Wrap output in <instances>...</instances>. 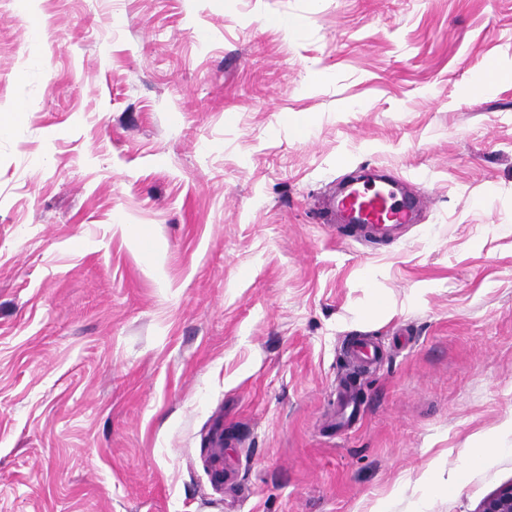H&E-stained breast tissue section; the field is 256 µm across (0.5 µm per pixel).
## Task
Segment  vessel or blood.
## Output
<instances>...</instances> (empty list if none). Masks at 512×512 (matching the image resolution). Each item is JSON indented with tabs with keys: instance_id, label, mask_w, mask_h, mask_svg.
Wrapping results in <instances>:
<instances>
[{
	"instance_id": "b4317fda",
	"label": "vessel or blood",
	"mask_w": 512,
	"mask_h": 512,
	"mask_svg": "<svg viewBox=\"0 0 512 512\" xmlns=\"http://www.w3.org/2000/svg\"><path fill=\"white\" fill-rule=\"evenodd\" d=\"M398 184V178L384 169L361 175L328 199L325 218L335 223L337 235L343 238L386 237L416 223L428 200L424 194L398 197Z\"/></svg>"
}]
</instances>
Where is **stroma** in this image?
Here are the masks:
<instances>
[{"label":"stroma","instance_id":"stroma-1","mask_svg":"<svg viewBox=\"0 0 512 512\" xmlns=\"http://www.w3.org/2000/svg\"><path fill=\"white\" fill-rule=\"evenodd\" d=\"M501 59L512 0H0V512H477L512 483ZM379 166L429 208L337 238L323 201ZM353 336L382 356L339 433Z\"/></svg>","mask_w":512,"mask_h":512}]
</instances>
